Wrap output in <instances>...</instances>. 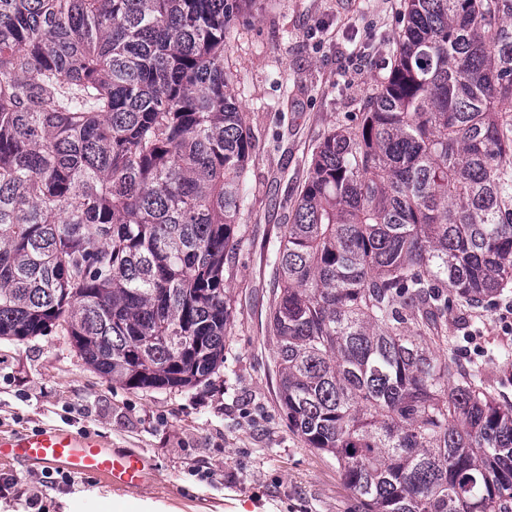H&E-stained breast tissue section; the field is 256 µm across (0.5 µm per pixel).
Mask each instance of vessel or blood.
Segmentation results:
<instances>
[{
	"label": "vessel or blood",
	"mask_w": 512,
	"mask_h": 512,
	"mask_svg": "<svg viewBox=\"0 0 512 512\" xmlns=\"http://www.w3.org/2000/svg\"><path fill=\"white\" fill-rule=\"evenodd\" d=\"M33 460L73 475H90L107 484L137 488L147 464L134 453H115L90 433L46 427L24 434H0V462Z\"/></svg>",
	"instance_id": "1"
}]
</instances>
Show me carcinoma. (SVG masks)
I'll return each mask as SVG.
<instances>
[{"instance_id":"carcinoma-1","label":"carcinoma","mask_w":512,"mask_h":512,"mask_svg":"<svg viewBox=\"0 0 512 512\" xmlns=\"http://www.w3.org/2000/svg\"><path fill=\"white\" fill-rule=\"evenodd\" d=\"M248 2L0 0V339L58 331L131 390L224 366ZM274 269L281 406L364 512H512V401L448 335L512 287V0H404Z\"/></svg>"}]
</instances>
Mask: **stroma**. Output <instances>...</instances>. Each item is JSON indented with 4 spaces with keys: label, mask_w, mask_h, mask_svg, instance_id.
Listing matches in <instances>:
<instances>
[{
    "label": "stroma",
    "mask_w": 512,
    "mask_h": 512,
    "mask_svg": "<svg viewBox=\"0 0 512 512\" xmlns=\"http://www.w3.org/2000/svg\"><path fill=\"white\" fill-rule=\"evenodd\" d=\"M403 0H255L234 24L224 69L253 139L244 176L238 235L224 284L236 308L224 366L183 390L133 391L95 373L66 337L21 343L0 339V433L55 426L97 436L116 453L148 464L133 490L92 476L62 482L60 471L0 463L18 490L38 488L40 502L0 497V512H363L333 458L309 448L288 424L277 395L275 341L267 327L274 285L273 248L327 129L354 119L370 93ZM512 288L475 317L463 335L458 309L448 333L461 360H482L512 344L500 315Z\"/></svg>",
    "instance_id": "35a3bbf8"
}]
</instances>
